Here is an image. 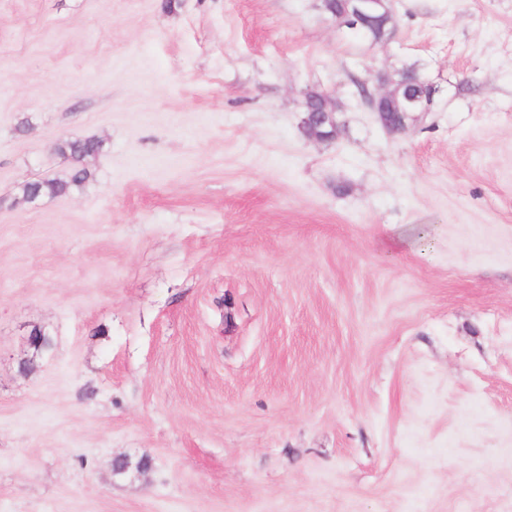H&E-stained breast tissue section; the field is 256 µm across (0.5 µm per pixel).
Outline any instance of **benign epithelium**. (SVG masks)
Instances as JSON below:
<instances>
[{
	"label": "benign epithelium",
	"mask_w": 512,
	"mask_h": 512,
	"mask_svg": "<svg viewBox=\"0 0 512 512\" xmlns=\"http://www.w3.org/2000/svg\"><path fill=\"white\" fill-rule=\"evenodd\" d=\"M394 19L392 0H346V12L336 17V22L344 27L377 26L385 35L394 26ZM375 80L376 92L368 94L370 109L383 125L389 124L390 115L398 117L397 125L391 130L393 134L405 131L410 122L418 120L419 114L430 111L438 93L433 84L424 80L395 79L382 71L375 74ZM303 112L304 123L327 124L338 130L339 106L329 93L318 92L314 98L306 94Z\"/></svg>",
	"instance_id": "obj_1"
}]
</instances>
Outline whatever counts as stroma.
Listing matches in <instances>:
<instances>
[{
	"label": "stroma",
	"instance_id": "35a3bbf8",
	"mask_svg": "<svg viewBox=\"0 0 512 512\" xmlns=\"http://www.w3.org/2000/svg\"><path fill=\"white\" fill-rule=\"evenodd\" d=\"M394 12L0 0V512H512V0ZM392 0H332L333 8L336 9V15L343 13L345 3L346 12L342 16L336 17V22L346 28V26H364L371 28L377 26L382 32V42L385 39L390 27L394 26L395 13L391 4ZM367 28L351 29L353 35L357 38L367 41L375 40L379 35L373 30ZM387 29V30H386ZM375 80L376 92H368L370 109L383 125L389 124L391 113L398 117L393 130L383 127L391 134L404 132L410 122L418 120V114L429 112L438 93L432 83L418 79H395L382 71L375 74ZM315 93L316 97L312 98L311 95ZM317 107H313V103ZM304 123L314 124L319 127L321 124H328L332 129V136L336 139V130L338 131V123L336 121V114L339 112V106L336 99L328 92H308L304 97L303 102ZM104 144L97 138L78 139L67 141L59 147L64 156L80 158L84 153L99 154L103 151ZM90 176L86 168L73 167L66 179L36 180L27 182L22 186L23 196H61L67 194L73 187L80 186Z\"/></svg>",
	"mask_w": 512,
	"mask_h": 512
}]
</instances>
